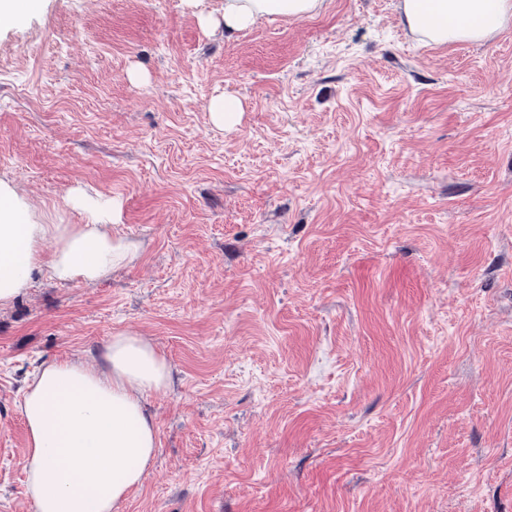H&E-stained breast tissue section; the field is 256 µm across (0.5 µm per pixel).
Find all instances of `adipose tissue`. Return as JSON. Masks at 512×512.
<instances>
[{
  "mask_svg": "<svg viewBox=\"0 0 512 512\" xmlns=\"http://www.w3.org/2000/svg\"><path fill=\"white\" fill-rule=\"evenodd\" d=\"M318 0H224V35L233 37L267 14L302 17ZM408 30L434 44L481 42L512 21V0H399ZM55 237L45 255L42 244ZM133 244L106 224H39L18 193L0 182V304L44 274L95 282L132 262ZM105 369L68 359L45 366L22 398L28 435L26 493L35 512H118L141 484L157 451L143 395L165 387V359L143 339L118 335Z\"/></svg>",
  "mask_w": 512,
  "mask_h": 512,
  "instance_id": "1",
  "label": "adipose tissue"
}]
</instances>
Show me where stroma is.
<instances>
[{"instance_id": "stroma-1", "label": "stroma", "mask_w": 512, "mask_h": 512, "mask_svg": "<svg viewBox=\"0 0 512 512\" xmlns=\"http://www.w3.org/2000/svg\"><path fill=\"white\" fill-rule=\"evenodd\" d=\"M398 2L0 14V180L40 224L117 199L137 247L0 304V512H33L34 373L118 334L170 368L118 512H512V23L427 44ZM318 0H224V36L232 38L267 14L303 17L318 6ZM240 112H243L241 101L234 96H224L211 103L210 116L213 125L217 128L237 122Z\"/></svg>"}]
</instances>
